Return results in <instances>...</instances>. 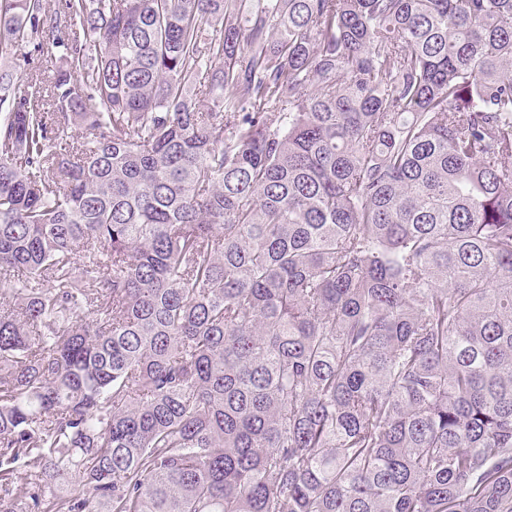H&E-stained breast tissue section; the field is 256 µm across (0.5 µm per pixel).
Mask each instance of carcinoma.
Segmentation results:
<instances>
[{
	"label": "carcinoma",
	"instance_id": "carcinoma-1",
	"mask_svg": "<svg viewBox=\"0 0 512 512\" xmlns=\"http://www.w3.org/2000/svg\"><path fill=\"white\" fill-rule=\"evenodd\" d=\"M0 285V512H512V0H0Z\"/></svg>",
	"mask_w": 512,
	"mask_h": 512
}]
</instances>
